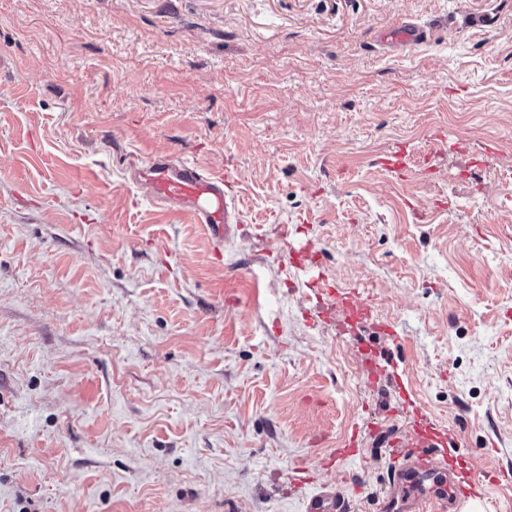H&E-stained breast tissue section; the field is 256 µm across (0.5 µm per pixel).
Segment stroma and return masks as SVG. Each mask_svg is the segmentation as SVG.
I'll use <instances>...</instances> for the list:
<instances>
[{
    "label": "stroma",
    "mask_w": 512,
    "mask_h": 512,
    "mask_svg": "<svg viewBox=\"0 0 512 512\" xmlns=\"http://www.w3.org/2000/svg\"><path fill=\"white\" fill-rule=\"evenodd\" d=\"M0 58V512H304L357 424L320 481L382 494L401 382L512 512V0H0ZM136 151L229 174L222 253ZM309 239L374 324L285 270ZM426 37V33L416 25L402 23L383 37V43L391 47H404L420 44ZM362 434L358 428H354L351 435L343 441V448H332L328 454V460L324 464L327 469H336L361 457Z\"/></svg>",
    "instance_id": "1"
}]
</instances>
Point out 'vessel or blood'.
Instances as JSON below:
<instances>
[{
	"mask_svg": "<svg viewBox=\"0 0 512 512\" xmlns=\"http://www.w3.org/2000/svg\"><path fill=\"white\" fill-rule=\"evenodd\" d=\"M426 39L425 32L410 23L393 28L383 38L386 45L404 47ZM128 182L148 186L155 206L202 225L214 248H223L242 213L235 196L229 195L225 174L165 155L131 156L126 167ZM328 295L353 322L370 320L372 305L354 288H328ZM360 430H352L342 447L331 449L326 468L335 469L361 457ZM394 463L388 475L393 498L377 503L378 512H446L448 507L476 498L483 492V477L473 467L460 472L446 469L447 443L442 433L423 426L411 439H395ZM305 512H356L357 501L343 489L323 491L306 498Z\"/></svg>",
	"mask_w": 512,
	"mask_h": 512,
	"instance_id": "1",
	"label": "vessel or blood"
}]
</instances>
